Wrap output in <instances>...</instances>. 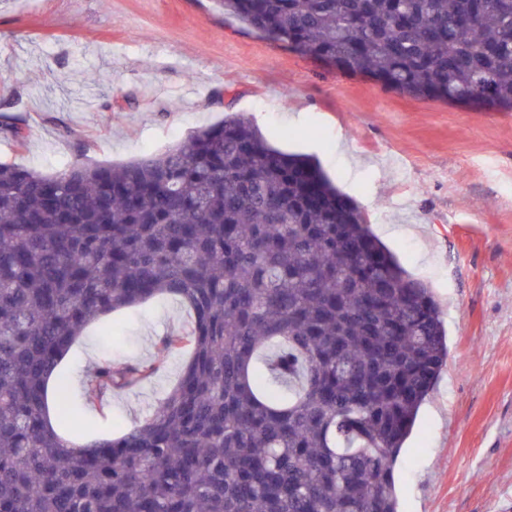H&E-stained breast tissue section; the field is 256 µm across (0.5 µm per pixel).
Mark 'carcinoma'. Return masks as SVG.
Wrapping results in <instances>:
<instances>
[{
  "instance_id": "carcinoma-1",
  "label": "carcinoma",
  "mask_w": 512,
  "mask_h": 512,
  "mask_svg": "<svg viewBox=\"0 0 512 512\" xmlns=\"http://www.w3.org/2000/svg\"><path fill=\"white\" fill-rule=\"evenodd\" d=\"M217 2L338 70L512 112V0ZM164 295L194 324L148 361L101 360L83 396L189 348L177 384L143 424L64 446L47 373L88 325ZM447 362L431 288L313 158L242 117L121 165L0 162V512H400L395 463ZM56 404L67 419L61 374Z\"/></svg>"
}]
</instances>
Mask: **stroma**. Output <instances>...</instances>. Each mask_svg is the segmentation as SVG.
<instances>
[{
  "label": "stroma",
  "instance_id": "obj_1",
  "mask_svg": "<svg viewBox=\"0 0 512 512\" xmlns=\"http://www.w3.org/2000/svg\"><path fill=\"white\" fill-rule=\"evenodd\" d=\"M235 115L313 157L441 306L448 364L397 460L402 512H499L512 500V112L386 89L216 0H0V122L30 131L21 149L0 137V162L50 174L84 141L89 162L125 163ZM112 320L120 339L90 326L95 357L75 356L68 376L96 359L150 360L191 315L161 297ZM184 363L101 407L70 389L74 425H139Z\"/></svg>",
  "mask_w": 512,
  "mask_h": 512
}]
</instances>
